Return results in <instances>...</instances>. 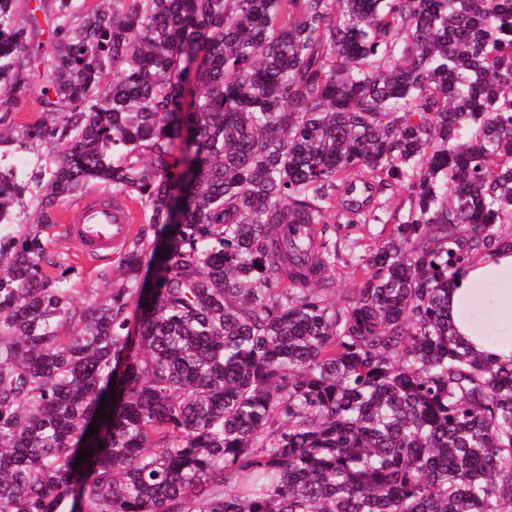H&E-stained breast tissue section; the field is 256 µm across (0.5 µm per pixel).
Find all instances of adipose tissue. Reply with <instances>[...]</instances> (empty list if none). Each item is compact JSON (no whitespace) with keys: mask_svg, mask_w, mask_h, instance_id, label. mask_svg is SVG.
Segmentation results:
<instances>
[{"mask_svg":"<svg viewBox=\"0 0 512 512\" xmlns=\"http://www.w3.org/2000/svg\"><path fill=\"white\" fill-rule=\"evenodd\" d=\"M448 318L472 351L512 361V243L474 255L448 290Z\"/></svg>","mask_w":512,"mask_h":512,"instance_id":"1","label":"adipose tissue"}]
</instances>
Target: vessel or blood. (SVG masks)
I'll use <instances>...</instances> for the list:
<instances>
[{
  "mask_svg": "<svg viewBox=\"0 0 512 512\" xmlns=\"http://www.w3.org/2000/svg\"><path fill=\"white\" fill-rule=\"evenodd\" d=\"M64 219L85 254L104 259L129 238L134 214L122 195L107 194L78 202L69 208Z\"/></svg>",
  "mask_w": 512,
  "mask_h": 512,
  "instance_id": "b4317fda",
  "label": "vessel or blood"
}]
</instances>
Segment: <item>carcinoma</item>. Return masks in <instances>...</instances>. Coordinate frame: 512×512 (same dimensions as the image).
I'll use <instances>...</instances> for the list:
<instances>
[{"label": "carcinoma", "mask_w": 512, "mask_h": 512, "mask_svg": "<svg viewBox=\"0 0 512 512\" xmlns=\"http://www.w3.org/2000/svg\"><path fill=\"white\" fill-rule=\"evenodd\" d=\"M15 2L0 144L48 153L31 184L0 153V227L35 205L0 234V512H512V364L448 321L512 224V0H55L47 49ZM39 65L38 118L6 126ZM355 182L409 207L343 252ZM91 185L155 237L78 310L44 233Z\"/></svg>", "instance_id": "1"}]
</instances>
